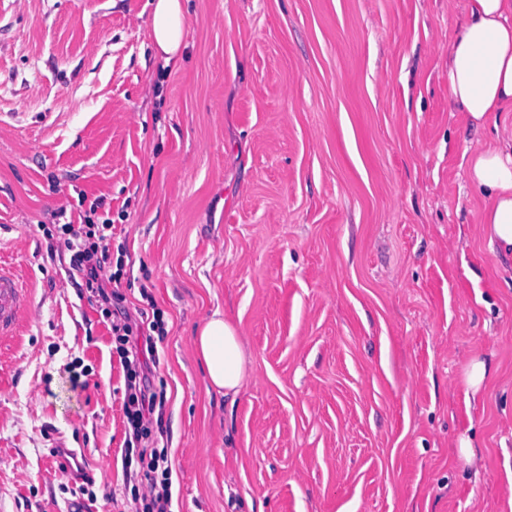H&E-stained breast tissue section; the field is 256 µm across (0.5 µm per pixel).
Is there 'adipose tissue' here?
Masks as SVG:
<instances>
[{
    "label": "adipose tissue",
    "mask_w": 512,
    "mask_h": 512,
    "mask_svg": "<svg viewBox=\"0 0 512 512\" xmlns=\"http://www.w3.org/2000/svg\"><path fill=\"white\" fill-rule=\"evenodd\" d=\"M150 7L151 44L165 65L178 64L185 48L183 0H152ZM448 96L475 125L512 112V0H469L460 33L448 40ZM468 174L491 200L483 216L490 242L511 253L512 124L472 153ZM191 348L209 390L239 392L246 377L242 345L221 312L197 328Z\"/></svg>",
    "instance_id": "1"
}]
</instances>
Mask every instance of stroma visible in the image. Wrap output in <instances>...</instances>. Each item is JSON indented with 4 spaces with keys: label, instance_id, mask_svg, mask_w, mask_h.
Instances as JSON below:
<instances>
[{
    "label": "stroma",
    "instance_id": "35a3bbf8",
    "mask_svg": "<svg viewBox=\"0 0 512 512\" xmlns=\"http://www.w3.org/2000/svg\"><path fill=\"white\" fill-rule=\"evenodd\" d=\"M185 9L166 68L148 0H0V261L35 289L0 339V512L125 508L123 369L60 226L92 208L168 322L174 512H512V255L467 168L496 133L448 100L467 0ZM216 311L233 396L190 348ZM191 348L204 368L208 390L220 395L239 392L246 377L242 345L237 329L220 311L197 328Z\"/></svg>",
    "mask_w": 512,
    "mask_h": 512
}]
</instances>
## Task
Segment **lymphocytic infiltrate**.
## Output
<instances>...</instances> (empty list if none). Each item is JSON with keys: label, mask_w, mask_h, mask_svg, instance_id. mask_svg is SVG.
I'll use <instances>...</instances> for the list:
<instances>
[{"label": "lymphocytic infiltrate", "mask_w": 512, "mask_h": 512, "mask_svg": "<svg viewBox=\"0 0 512 512\" xmlns=\"http://www.w3.org/2000/svg\"><path fill=\"white\" fill-rule=\"evenodd\" d=\"M105 236L94 221L73 232L67 241L71 262L81 274L82 288L110 322L114 350L124 372L125 454L122 468L130 482L129 512H172V470L158 414L165 405L154 387L157 344L168 334L161 310L133 318L119 286L107 285L103 268L108 259Z\"/></svg>", "instance_id": "f902f5d3"}]
</instances>
